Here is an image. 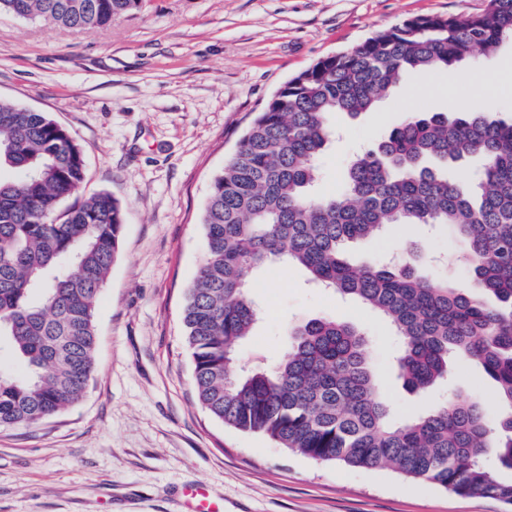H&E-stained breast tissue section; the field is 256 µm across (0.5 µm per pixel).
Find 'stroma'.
I'll return each mask as SVG.
<instances>
[{"label":"stroma","mask_w":512,"mask_h":512,"mask_svg":"<svg viewBox=\"0 0 512 512\" xmlns=\"http://www.w3.org/2000/svg\"><path fill=\"white\" fill-rule=\"evenodd\" d=\"M486 0H142L110 26L75 32L0 13V100L49 113L81 144L87 198L112 193L126 223L95 311V371L82 398L33 427L0 429V512H182L208 491L224 512H512L390 470L315 461L224 426L197 403L181 321L205 250L211 178L261 107L317 60L420 15L466 17ZM458 103L512 117V42L492 65L414 71L337 130L319 160V190L406 113ZM438 265L432 281H466L447 227L417 224L354 243L351 257L408 262L406 241ZM263 310L243 363L275 360L288 327L333 316L359 327L393 413L411 418L456 392L495 410L494 382L455 363L451 385L421 396L393 374L400 344L356 301L309 286L280 265L247 275Z\"/></svg>","instance_id":"stroma-1"}]
</instances>
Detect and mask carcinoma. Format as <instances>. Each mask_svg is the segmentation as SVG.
<instances>
[{
	"label": "carcinoma",
	"instance_id": "carcinoma-1",
	"mask_svg": "<svg viewBox=\"0 0 512 512\" xmlns=\"http://www.w3.org/2000/svg\"><path fill=\"white\" fill-rule=\"evenodd\" d=\"M141 0H0V13L82 32ZM512 39V0L469 17L416 16L288 80L256 113L213 177L206 248L183 324L200 406L225 426L311 459L390 469L512 506V120L480 108L412 112L348 166L339 195L317 196L332 116L370 110L410 71L448 70ZM473 157L467 181L450 167ZM0 341L26 367L0 371V428L32 426L83 395L95 365V308L120 252L125 213L109 193L59 210L85 180L80 144L44 112L0 102ZM442 224L480 289L434 283L411 264L354 265L350 244L399 225ZM270 263L371 307L399 338L395 376L425 393L460 359L496 385L497 412L450 395L393 420L367 339L335 318L288 329L271 366L242 369L260 310L246 275Z\"/></svg>",
	"mask_w": 512,
	"mask_h": 512
}]
</instances>
